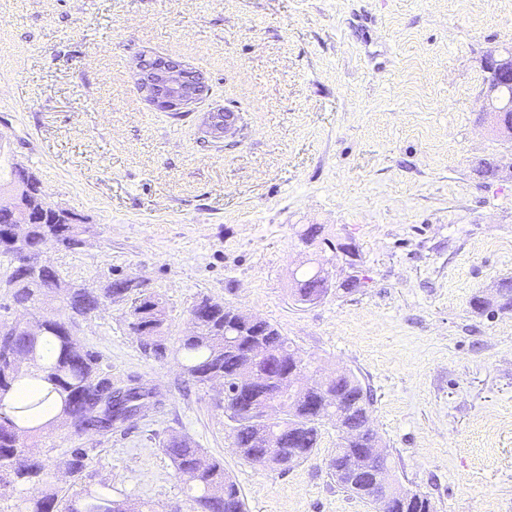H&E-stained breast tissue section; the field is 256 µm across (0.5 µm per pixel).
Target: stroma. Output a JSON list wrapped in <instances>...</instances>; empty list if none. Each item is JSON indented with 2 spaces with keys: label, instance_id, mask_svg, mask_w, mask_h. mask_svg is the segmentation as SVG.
I'll list each match as a JSON object with an SVG mask.
<instances>
[{
  "label": "stroma",
  "instance_id": "obj_1",
  "mask_svg": "<svg viewBox=\"0 0 512 512\" xmlns=\"http://www.w3.org/2000/svg\"><path fill=\"white\" fill-rule=\"evenodd\" d=\"M492 48L512 49V0H0V173L25 168L87 225L81 247L44 252L66 280L139 278L171 346L203 294L268 321L307 380L346 370L370 388L392 477L435 512H512V312L470 306L512 277V141L476 119ZM146 50L197 67L210 95L147 102ZM217 108L238 117L220 141L203 127ZM311 224L329 247L299 241ZM311 259L360 288L297 302ZM127 309L102 304L75 337L161 406L109 438L49 431L50 460L92 449L113 496L188 512L162 452L177 432L223 462L246 512H375L330 474L334 422L288 471L245 461L221 386L145 352Z\"/></svg>",
  "mask_w": 512,
  "mask_h": 512
}]
</instances>
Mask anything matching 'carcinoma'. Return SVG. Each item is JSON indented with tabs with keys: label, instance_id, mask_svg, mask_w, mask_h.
Listing matches in <instances>:
<instances>
[{
	"label": "carcinoma",
	"instance_id": "carcinoma-1",
	"mask_svg": "<svg viewBox=\"0 0 512 512\" xmlns=\"http://www.w3.org/2000/svg\"><path fill=\"white\" fill-rule=\"evenodd\" d=\"M478 119L501 136L512 138V112L482 111ZM12 206L26 211L30 224L24 240L16 239L14 225L8 223L11 211L0 208V258L8 259L11 267L6 273L8 293L24 308L36 307L42 296L50 294L59 301L61 313L34 317L41 329L33 336L17 319L0 321V401L23 378L45 384L48 393L56 396L53 414L44 398L8 409L0 404V487L20 490L15 512H154L149 502L116 499L109 484L93 481L88 472L93 449L70 448L63 456L60 465L73 479L65 489L53 480L46 454L35 450L38 440L53 426L74 436L85 434L87 426H97L102 430L100 437L107 438L126 421L144 416L159 401L153 400L157 393L145 392L132 382L115 386L112 372L103 368L101 355L83 347L70 331L69 322L112 301L114 289L88 291L48 267L34 266L22 273L13 270L21 247L41 249L63 238L75 248L81 244L86 226L73 217H58L38 208L27 196L12 198ZM294 284V296L300 302L319 299L332 286L330 273L320 264L294 278ZM496 291L497 310L512 312V280H501ZM138 294L139 299L132 300L131 317L142 310L145 320L152 323V342L145 345L150 353L158 358L173 356L184 377L196 385L205 386L216 375L224 377V414L231 422L237 455L285 471L311 455L319 443L321 421L331 416L336 420L339 442L329 459V470L341 489L376 506L390 496V512H434L429 496L409 492L395 482H374L373 474L389 471L388 451L380 446L371 425V395L354 374L340 371L312 385H290L287 397L268 395L257 401L258 410L253 413L238 405L233 395L236 373L250 365L244 350L251 342L262 340L268 352L262 366L269 378L282 382L302 366L288 339L267 321L262 336H252L228 306L202 296L192 304L189 316L203 309L208 310L207 316L196 321L192 332L170 349L164 343L168 329L165 302L148 290ZM47 414L51 418L46 422L32 425ZM162 452L190 491V512H245L236 482L224 471V464L208 457L204 449L172 433L163 441Z\"/></svg>",
	"mask_w": 512,
	"mask_h": 512
}]
</instances>
